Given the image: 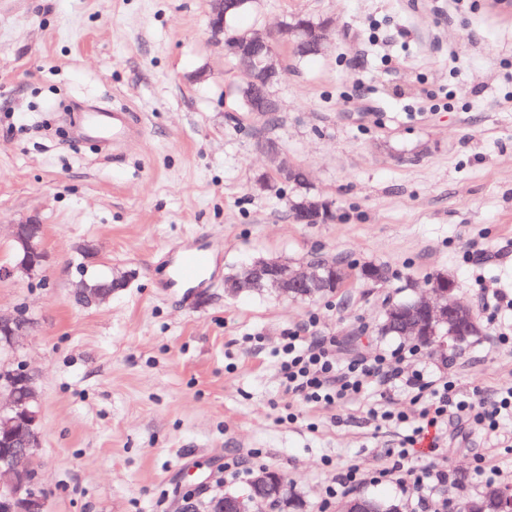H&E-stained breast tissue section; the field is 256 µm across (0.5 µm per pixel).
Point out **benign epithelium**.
Masks as SVG:
<instances>
[{"mask_svg": "<svg viewBox=\"0 0 512 512\" xmlns=\"http://www.w3.org/2000/svg\"><path fill=\"white\" fill-rule=\"evenodd\" d=\"M252 2L207 0L215 37L224 35L227 18L246 11ZM330 27L328 20L316 29L298 13L275 32L247 31L232 45L224 46V52L237 58L246 76L245 84L237 87V94L244 96L252 115L260 118L279 110L272 94V89L284 77L279 44H286L303 56L320 54L325 50ZM260 148L267 157L268 167L256 178L259 189L277 191L282 185L308 180L303 167L281 162L282 150L278 142L266 139ZM289 210L298 224H324L332 214V203L319 198L306 199L299 205L291 201ZM10 241L14 243L17 258L13 264L0 266V278L36 275L45 262L42 225L32 221L12 224ZM345 276L346 272L332 262L294 265L276 260L246 266L243 275L225 283V287L233 292L269 288L284 297H311L330 283L341 286ZM124 287L126 275L122 273L112 274L105 283L93 284L84 279L78 285V298L86 305H100ZM455 291L454 280L446 277L418 298L412 308L391 312L390 320L409 339L439 349L457 350L481 332V325L473 309L455 299ZM31 330V320L23 309L7 317L0 316V346H15L20 338L30 335ZM3 397L6 404L0 403V512H46V499L35 491L32 472V462L40 447L39 394L36 376L25 364L0 368V399ZM195 487L209 494L214 512H258L259 502L276 499L282 493V485L276 477L264 472L253 478L251 488L236 496L212 492L208 481H199ZM342 512L376 510L368 499L354 497L343 504Z\"/></svg>", "mask_w": 512, "mask_h": 512, "instance_id": "7a95c632", "label": "benign epithelium"}]
</instances>
